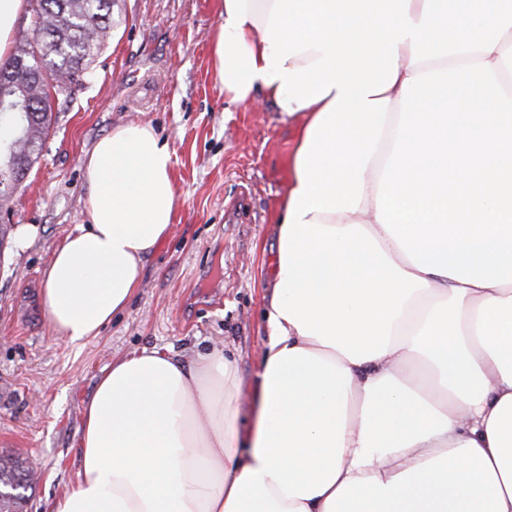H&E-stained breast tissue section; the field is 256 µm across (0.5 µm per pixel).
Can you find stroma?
<instances>
[{
	"mask_svg": "<svg viewBox=\"0 0 512 512\" xmlns=\"http://www.w3.org/2000/svg\"><path fill=\"white\" fill-rule=\"evenodd\" d=\"M92 76L52 96L49 135L0 225V457L35 459L20 512H43L80 468L82 409L112 360L159 348L189 362L219 346L246 390L262 360L276 214L301 119L261 104L225 111L209 43L215 0H115ZM149 123L173 151L178 222L144 262L126 309L81 345L52 335L44 273L88 223L85 162L112 128Z\"/></svg>",
	"mask_w": 512,
	"mask_h": 512,
	"instance_id": "obj_1",
	"label": "stroma"
}]
</instances>
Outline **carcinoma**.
I'll list each match as a JSON object with an SVG mask.
<instances>
[{"label":"carcinoma","mask_w":512,"mask_h":512,"mask_svg":"<svg viewBox=\"0 0 512 512\" xmlns=\"http://www.w3.org/2000/svg\"><path fill=\"white\" fill-rule=\"evenodd\" d=\"M30 36L16 42L0 68V114L9 119L0 134V209L17 187L13 169L37 162L49 134L51 90L89 78V66L112 34L114 0H30ZM27 103L25 112L5 104ZM27 467L0 461V486L26 481Z\"/></svg>","instance_id":"cac0c4a2"}]
</instances>
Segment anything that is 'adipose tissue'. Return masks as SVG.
<instances>
[{
	"mask_svg": "<svg viewBox=\"0 0 512 512\" xmlns=\"http://www.w3.org/2000/svg\"><path fill=\"white\" fill-rule=\"evenodd\" d=\"M227 105L302 117L250 429L223 349L113 359L47 512H512V0H217ZM173 155L117 126L45 273L78 345L176 220Z\"/></svg>",
	"mask_w": 512,
	"mask_h": 512,
	"instance_id": "1",
	"label": "adipose tissue"
}]
</instances>
